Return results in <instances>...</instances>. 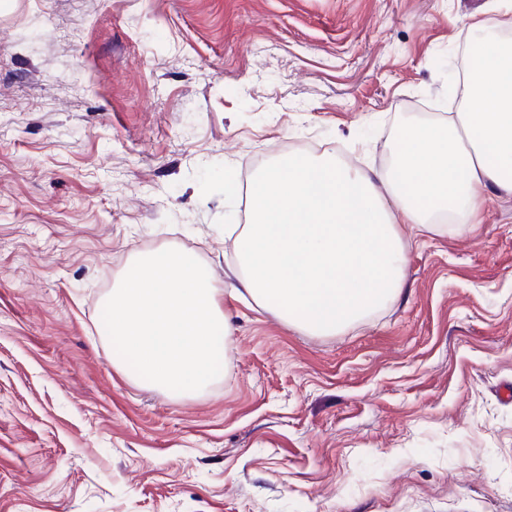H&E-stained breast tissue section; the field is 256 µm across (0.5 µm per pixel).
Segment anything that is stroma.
<instances>
[{"instance_id": "obj_1", "label": "stroma", "mask_w": 512, "mask_h": 512, "mask_svg": "<svg viewBox=\"0 0 512 512\" xmlns=\"http://www.w3.org/2000/svg\"><path fill=\"white\" fill-rule=\"evenodd\" d=\"M512 0H0V512H512V194L404 228L402 290L333 336L236 288L228 229L282 155L382 170L457 111ZM194 255L229 324L185 396L113 366L142 256Z\"/></svg>"}]
</instances>
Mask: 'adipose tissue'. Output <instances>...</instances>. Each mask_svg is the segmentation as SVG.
Listing matches in <instances>:
<instances>
[{"label": "adipose tissue", "mask_w": 512, "mask_h": 512, "mask_svg": "<svg viewBox=\"0 0 512 512\" xmlns=\"http://www.w3.org/2000/svg\"><path fill=\"white\" fill-rule=\"evenodd\" d=\"M392 166L368 173L290 153L255 176L235 240L238 282L289 326L332 335L402 288L400 227L448 234L477 222L489 186L512 193V43L472 54L462 111L399 127Z\"/></svg>", "instance_id": "adipose-tissue-1"}]
</instances>
